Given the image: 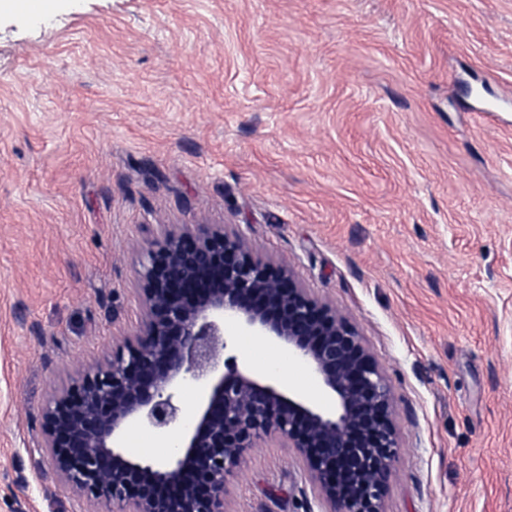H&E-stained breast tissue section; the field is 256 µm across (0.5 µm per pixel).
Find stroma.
<instances>
[{
  "mask_svg": "<svg viewBox=\"0 0 512 512\" xmlns=\"http://www.w3.org/2000/svg\"><path fill=\"white\" fill-rule=\"evenodd\" d=\"M214 224L361 337L385 512H512V0H59L0 13V512L52 386L135 335L164 230ZM226 512H323L255 440Z\"/></svg>",
  "mask_w": 512,
  "mask_h": 512,
  "instance_id": "obj_1",
  "label": "stroma"
}]
</instances>
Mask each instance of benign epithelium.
<instances>
[{"instance_id": "7a95c632", "label": "benign epithelium", "mask_w": 512, "mask_h": 512, "mask_svg": "<svg viewBox=\"0 0 512 512\" xmlns=\"http://www.w3.org/2000/svg\"><path fill=\"white\" fill-rule=\"evenodd\" d=\"M142 279L138 333L53 390L41 412L46 476L94 512H224L226 475L256 439L276 434L298 449L327 512H384L398 448L393 396L343 319L253 257L242 235L208 224L164 231ZM226 316L288 348L333 397L331 409L225 356ZM189 382L201 400L187 421L176 390ZM130 423L172 436L175 451L133 455L123 442Z\"/></svg>"}]
</instances>
